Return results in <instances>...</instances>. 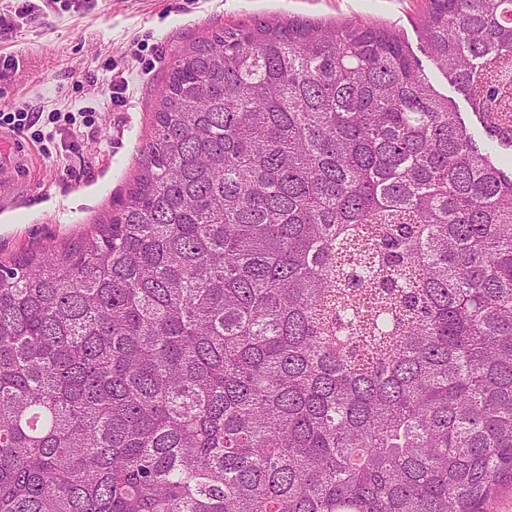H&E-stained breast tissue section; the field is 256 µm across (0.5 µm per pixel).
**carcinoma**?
Instances as JSON below:
<instances>
[{
    "mask_svg": "<svg viewBox=\"0 0 512 512\" xmlns=\"http://www.w3.org/2000/svg\"><path fill=\"white\" fill-rule=\"evenodd\" d=\"M512 0L187 42L109 219L0 261V512H485L512 486ZM434 84L439 91L448 94V96L453 97L457 101L461 112V117L463 118L465 124L469 128V131L474 136L475 140L479 144L485 142L487 140V137L479 122V119L471 111L470 107L468 106L467 102L463 99V97L459 95L457 92H455V89L450 85V83L447 82L438 72L435 73Z\"/></svg>",
    "mask_w": 512,
    "mask_h": 512,
    "instance_id": "carcinoma-1",
    "label": "carcinoma"
}]
</instances>
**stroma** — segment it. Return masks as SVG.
<instances>
[{"instance_id": "stroma-1", "label": "stroma", "mask_w": 512, "mask_h": 512, "mask_svg": "<svg viewBox=\"0 0 512 512\" xmlns=\"http://www.w3.org/2000/svg\"><path fill=\"white\" fill-rule=\"evenodd\" d=\"M426 6L427 0H101L82 13L56 6L45 23L0 37V53H16L21 61L16 74L0 79V101L19 109L92 112L104 131L65 152L59 141L37 146L0 129L14 165L0 187V261L83 233L125 198L152 131L156 92L187 40L291 17L389 25L415 45ZM79 72L127 84L123 102L104 105L97 87L74 83Z\"/></svg>"}]
</instances>
